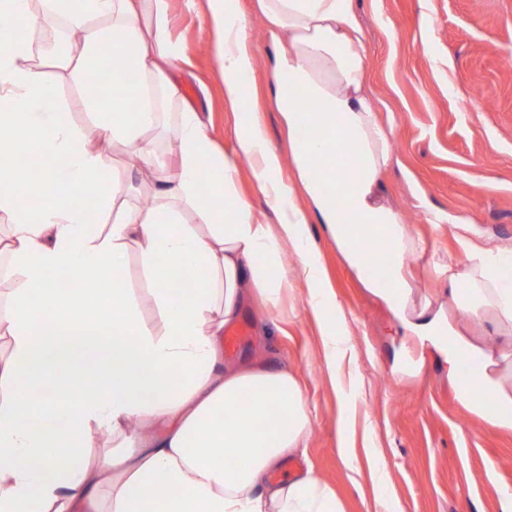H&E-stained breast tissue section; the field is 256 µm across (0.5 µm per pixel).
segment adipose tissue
Masks as SVG:
<instances>
[{
  "instance_id": "obj_1",
  "label": "adipose tissue",
  "mask_w": 512,
  "mask_h": 512,
  "mask_svg": "<svg viewBox=\"0 0 512 512\" xmlns=\"http://www.w3.org/2000/svg\"><path fill=\"white\" fill-rule=\"evenodd\" d=\"M260 8L275 45L271 76L290 135L289 181L256 114L237 126L235 157L215 153L172 79L183 49L168 31V0H0L16 18L10 37L0 39V512H343L313 470L278 475L286 460L306 455L311 411L297 377L268 364L225 363L224 330L246 294L278 309L288 285L282 254L292 249L321 326L325 366L345 393L342 367L354 350L309 217L326 225L356 275L363 276L370 247L388 249L393 288L364 285L400 310L418 245L402 213L374 199L393 161V131L368 95L366 34L354 0H260ZM204 18L224 98L244 106L242 79L253 69L246 19L237 0H205ZM60 21L79 40L49 59L33 33ZM106 44L122 63L108 89L85 99L96 128L91 142L70 124L45 67L52 62L83 79ZM129 73L138 84H127ZM303 93L314 111H302ZM130 98L139 108H127ZM303 128L308 138H300ZM165 136L166 150L159 145ZM111 144L132 151V168H115ZM346 150L356 163L336 186L349 200L343 215L311 162L335 167ZM20 155L37 162L35 176L14 167ZM57 157L67 159L65 172L46 166ZM241 157L276 210V225L256 219L238 195ZM137 186L152 196L151 210L127 203ZM186 211L194 223L183 222ZM465 251L464 271L448 270L450 300L474 318L493 311L497 327L512 329V250L469 243ZM132 252L150 280L153 323L142 320L117 276ZM56 271L75 285L61 317V291L50 278ZM88 298L100 302L93 319L83 307ZM473 354L482 365L479 388L497 405L487 412L471 398L468 406L512 429V396L499 374L500 365L512 367V353L497 358L477 347ZM58 376L74 395L32 397L30 379ZM90 381L97 393L77 395ZM103 437L109 446L89 462L88 449ZM161 488L168 497H156Z\"/></svg>"
}]
</instances>
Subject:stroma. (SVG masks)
Segmentation results:
<instances>
[{
  "instance_id": "1",
  "label": "stroma",
  "mask_w": 512,
  "mask_h": 512,
  "mask_svg": "<svg viewBox=\"0 0 512 512\" xmlns=\"http://www.w3.org/2000/svg\"><path fill=\"white\" fill-rule=\"evenodd\" d=\"M256 63L245 91L267 137L290 160L289 134L271 92L274 46L258 0H238ZM367 33L369 87L380 119L393 128L394 161L382 174L384 202L400 209L422 249L409 260L415 308L442 306L443 323L470 342L497 348L511 340L492 314L473 319L448 305L444 264L466 265L464 245L512 249V0H357ZM169 30L184 49L177 78L217 151L233 154L240 113L224 99L210 51L204 0H169ZM72 125L93 137L82 84L50 68ZM431 211L469 219L467 230L432 224ZM309 230L328 285L349 318L356 354L350 414L354 464L339 454L343 402L323 365L308 286L291 271L279 314L250 299L238 321L248 334L226 359L287 365L302 380L312 410L305 458L343 500L345 512H378L388 496L401 512H504L498 491L512 489V430L498 429L456 395L448 345L419 335L416 316L398 317L349 268L321 224ZM377 449L384 483L372 475Z\"/></svg>"
}]
</instances>
